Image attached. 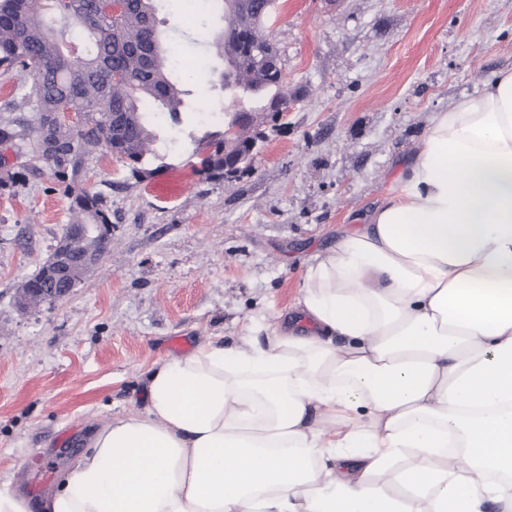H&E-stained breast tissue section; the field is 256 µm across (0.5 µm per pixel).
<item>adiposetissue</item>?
I'll return each instance as SVG.
<instances>
[{
    "label": "adipose tissue",
    "mask_w": 512,
    "mask_h": 512,
    "mask_svg": "<svg viewBox=\"0 0 512 512\" xmlns=\"http://www.w3.org/2000/svg\"><path fill=\"white\" fill-rule=\"evenodd\" d=\"M264 330L158 365L144 410L0 512H512V69L432 114Z\"/></svg>",
    "instance_id": "obj_1"
}]
</instances>
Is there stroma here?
Here are the masks:
<instances>
[{"label": "stroma", "instance_id": "35a3bbf8", "mask_svg": "<svg viewBox=\"0 0 512 512\" xmlns=\"http://www.w3.org/2000/svg\"><path fill=\"white\" fill-rule=\"evenodd\" d=\"M182 6L157 0L164 47L222 71L214 16L189 23ZM266 26L285 86L306 94L282 121H260L255 170L200 175L198 144L234 108L188 76L189 111L159 123L143 163L187 172L183 194L156 200L128 162L90 157L83 184L105 198L110 245L61 303L23 310L16 295L70 222L65 185L27 170L33 143L0 145V489L55 490L92 425L142 410L154 366L287 311L309 257L387 196L432 113L512 68V0H277Z\"/></svg>", "mask_w": 512, "mask_h": 512}]
</instances>
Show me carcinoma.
I'll list each match as a JSON object with an SVG mask.
<instances>
[{"label": "carcinoma", "instance_id": "carcinoma-1", "mask_svg": "<svg viewBox=\"0 0 512 512\" xmlns=\"http://www.w3.org/2000/svg\"><path fill=\"white\" fill-rule=\"evenodd\" d=\"M155 0H127L115 16H105L96 0H0V73L22 81L27 90L5 102L7 109H30L41 116L52 111L60 98L71 101L82 113L78 127L59 126L55 138L75 146L89 158L107 146L129 160L132 173L146 174L140 167L146 157H158L153 149L156 115L178 122L187 90L172 77V59L156 45ZM275 0H247L239 7L235 0H210L208 9L221 16H236L238 29L218 34L211 42L213 55L226 60L244 78V87L257 97L278 89L272 98H288L275 66L260 59L247 37L259 30L271 14ZM71 35L87 43L86 58L75 65L67 62L63 49ZM129 75L127 82L112 84L111 70ZM38 127L22 115L0 117V134H9L22 146ZM203 161L220 178L224 177V140L214 143ZM80 169L54 170L71 193V223L112 224L102 194L72 185L82 178Z\"/></svg>", "mask_w": 512, "mask_h": 512}]
</instances>
